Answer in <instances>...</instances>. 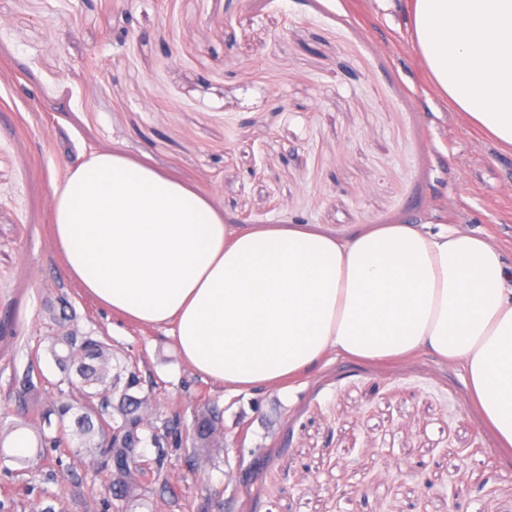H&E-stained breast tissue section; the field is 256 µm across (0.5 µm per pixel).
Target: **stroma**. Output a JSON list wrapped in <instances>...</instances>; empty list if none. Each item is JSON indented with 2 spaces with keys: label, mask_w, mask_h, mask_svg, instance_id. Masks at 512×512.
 <instances>
[{
  "label": "stroma",
  "mask_w": 512,
  "mask_h": 512,
  "mask_svg": "<svg viewBox=\"0 0 512 512\" xmlns=\"http://www.w3.org/2000/svg\"><path fill=\"white\" fill-rule=\"evenodd\" d=\"M409 27L378 0H0V415L31 349L59 379L45 307L64 299L115 362L137 360L158 420L189 437L201 401L222 413L221 447L167 449L124 512H512V449L460 368L340 357L291 394L229 393L103 309L53 239V181L119 149L212 195L228 224L465 226L511 258L512 157L435 92ZM110 482L65 450L0 472V501L104 512Z\"/></svg>",
  "instance_id": "obj_1"
}]
</instances>
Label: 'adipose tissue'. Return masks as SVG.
<instances>
[{
	"label": "adipose tissue",
	"instance_id": "adipose-tissue-1",
	"mask_svg": "<svg viewBox=\"0 0 512 512\" xmlns=\"http://www.w3.org/2000/svg\"><path fill=\"white\" fill-rule=\"evenodd\" d=\"M381 2L407 14L436 92L512 154V0ZM51 218L69 276L113 316L164 331L217 385L280 388L336 357L424 352L462 367L512 448V261L487 238L234 226L209 196L118 150L54 183Z\"/></svg>",
	"mask_w": 512,
	"mask_h": 512
}]
</instances>
